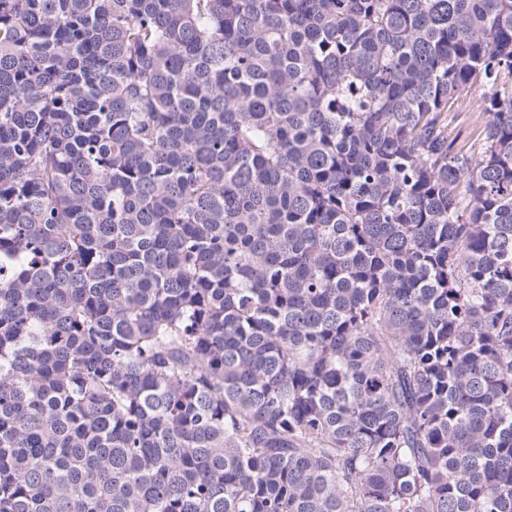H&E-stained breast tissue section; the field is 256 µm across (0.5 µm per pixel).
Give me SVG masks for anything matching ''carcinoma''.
<instances>
[{
	"label": "carcinoma",
	"mask_w": 512,
	"mask_h": 512,
	"mask_svg": "<svg viewBox=\"0 0 512 512\" xmlns=\"http://www.w3.org/2000/svg\"><path fill=\"white\" fill-rule=\"evenodd\" d=\"M0 512H512V0H0Z\"/></svg>",
	"instance_id": "cac0c4a2"
}]
</instances>
